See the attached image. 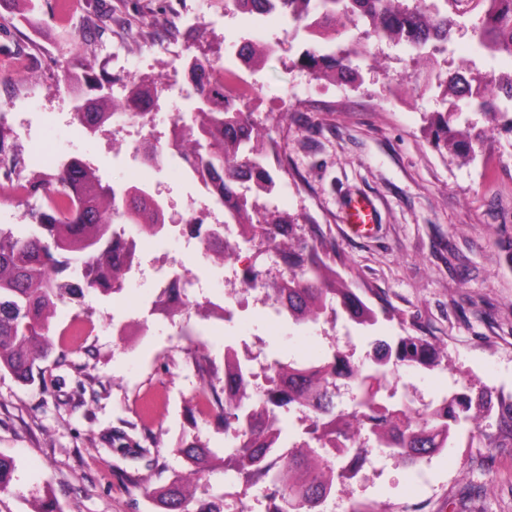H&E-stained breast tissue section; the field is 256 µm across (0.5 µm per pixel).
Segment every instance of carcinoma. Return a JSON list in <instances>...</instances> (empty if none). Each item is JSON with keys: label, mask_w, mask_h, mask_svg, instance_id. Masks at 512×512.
Here are the masks:
<instances>
[{"label": "carcinoma", "mask_w": 512, "mask_h": 512, "mask_svg": "<svg viewBox=\"0 0 512 512\" xmlns=\"http://www.w3.org/2000/svg\"><path fill=\"white\" fill-rule=\"evenodd\" d=\"M483 11L472 25L475 43L482 49L512 58V0H481ZM243 14H278L293 26L334 40L355 18L379 39L406 42L420 49L427 44L445 47L459 31L458 20L448 13V0H232ZM367 55L356 44L349 50L326 52L310 48L298 59L312 76L349 77L356 72L352 59ZM215 65H188V89L194 109L173 123L165 148L151 142L140 149L145 163L158 166L166 154L190 151L186 164L191 176L205 190L211 204L224 211V223L236 225L238 234L268 251L275 249L287 260V269L276 279L260 280L261 269L245 267L246 283H261L274 303L288 314V322H317L320 316L343 314L356 326L367 329L378 323L377 312L357 295L327 262L336 244L316 234L301 233L302 225L278 207L249 200L251 190L271 193L274 181L264 166L266 147L259 123L251 112L236 107L235 97L222 86L209 83ZM66 85L76 92L74 119L95 135L112 120L116 107L128 120L143 123L144 111L158 105L166 88L129 76L124 95L112 92L113 79L96 74L71 59L64 61ZM443 100L453 110L433 112L429 129L435 145L469 155L479 137H462L451 125L459 103L473 106L493 120L506 118L503 128L512 132V117L497 111V103L512 105V73L492 80L487 74L466 69V76L452 72L439 80ZM19 161L9 148L8 133L0 126V166H10L18 198L40 203L30 208L33 227L16 231L0 226V372L21 382L34 380L36 361L54 349L52 318L56 302L65 293L84 291L113 294L122 290L125 258L131 251L114 235L118 219L150 232L167 228V205L147 187L128 186L123 209L112 207V187L104 183L90 162L72 157L50 173L25 179L17 171ZM228 247L212 233L208 258L223 262ZM373 368L365 369L337 351L313 361L275 360L273 388L251 396L241 386L247 367L229 359L224 364L228 382L224 397L216 398L213 415L232 447L224 453V470L235 473L243 493L258 478L268 482L266 512H321L336 478L350 471L371 448H384L410 466L448 447L457 429L471 425V437H482L489 448L512 447V395L505 397L487 388L452 392L424 413L400 399L383 404L379 394L386 388L388 373L442 367L444 354L426 336H398L373 342ZM346 381L353 390L354 411L337 409L336 386ZM297 407L310 416L308 438L282 451L284 429L276 409ZM497 416L498 434L483 429L482 421ZM349 457L336 468L337 443ZM180 453L198 480L208 470L213 453L198 443H188ZM14 461L0 457V493L11 490ZM158 512H224V499L203 492L179 475L147 491Z\"/></svg>", "instance_id": "1"}]
</instances>
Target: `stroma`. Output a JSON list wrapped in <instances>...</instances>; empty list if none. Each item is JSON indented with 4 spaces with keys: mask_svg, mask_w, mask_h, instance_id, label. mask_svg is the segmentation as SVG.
<instances>
[{
    "mask_svg": "<svg viewBox=\"0 0 512 512\" xmlns=\"http://www.w3.org/2000/svg\"><path fill=\"white\" fill-rule=\"evenodd\" d=\"M482 6L470 0L462 30L446 52L369 39L357 80L315 79L298 65L316 39L289 23L225 9L224 0H0V126L22 173L51 171L53 158L90 161L109 183L130 184L136 164L116 159L117 127L92 136L78 129L75 98L61 63L78 53L96 72L115 77L187 80L192 57L208 58L248 83L238 106L264 123L271 146L266 166L272 202L301 224L335 241L336 269L372 308L392 319L368 330L345 318L305 326L276 325L252 294L237 297L233 323L213 306L224 291L199 270L181 237L144 241L146 262L199 270L205 285L188 291L190 317L151 313L149 278L117 295L65 298L54 322L53 353L34 382L0 373V456L15 463L0 512H32L31 498L51 488L60 512H156L145 487L186 472L177 448L198 441L223 453L224 430L197 414L200 392L224 389V345L240 356L319 358L339 347L368 362L372 342L426 333L447 353L448 366L399 371L398 396L434 405L468 382L512 394V133H486L474 158L436 147L428 113L444 110L429 83L461 59L482 72L512 71V58L472 53L470 26ZM271 46L258 66L230 55L233 40ZM178 44V53L167 44ZM168 213L199 185L183 170L155 174ZM374 204L369 232L347 222L351 201ZM206 355L205 365L195 358ZM225 512H265V482L242 492L232 473L215 468L202 481ZM512 512V448H489L458 430L451 447L415 467L372 450L353 478L336 482L324 512Z\"/></svg>",
    "mask_w": 512,
    "mask_h": 512,
    "instance_id": "1",
    "label": "stroma"
}]
</instances>
